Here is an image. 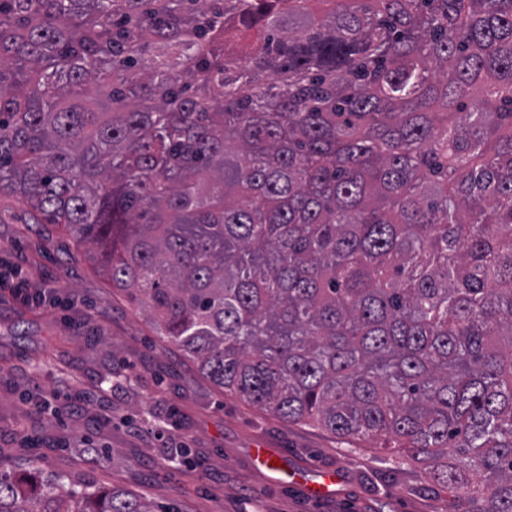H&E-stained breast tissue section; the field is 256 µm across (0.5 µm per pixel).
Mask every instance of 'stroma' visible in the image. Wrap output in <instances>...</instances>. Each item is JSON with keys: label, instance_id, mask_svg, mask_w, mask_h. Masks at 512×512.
Wrapping results in <instances>:
<instances>
[{"label": "stroma", "instance_id": "obj_1", "mask_svg": "<svg viewBox=\"0 0 512 512\" xmlns=\"http://www.w3.org/2000/svg\"><path fill=\"white\" fill-rule=\"evenodd\" d=\"M70 308L0 302V470L121 489L179 512H478L371 439L224 393L157 336L63 230L0 201V265ZM187 449L175 462L176 449ZM266 449L276 460L257 458Z\"/></svg>", "mask_w": 512, "mask_h": 512}]
</instances>
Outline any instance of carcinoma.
Instances as JSON below:
<instances>
[{"label": "carcinoma", "mask_w": 512, "mask_h": 512, "mask_svg": "<svg viewBox=\"0 0 512 512\" xmlns=\"http://www.w3.org/2000/svg\"><path fill=\"white\" fill-rule=\"evenodd\" d=\"M2 197L224 392L512 512V0H0Z\"/></svg>", "instance_id": "cac0c4a2"}]
</instances>
